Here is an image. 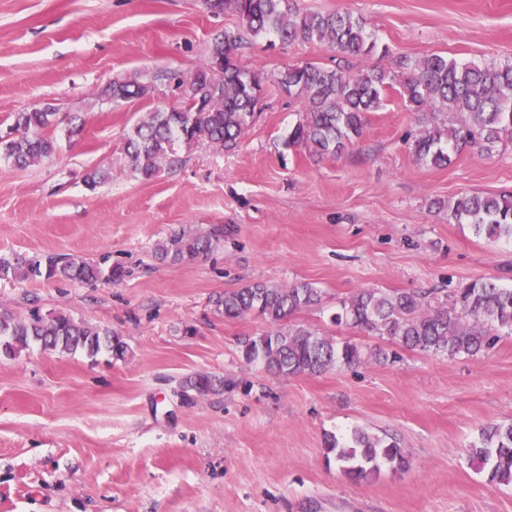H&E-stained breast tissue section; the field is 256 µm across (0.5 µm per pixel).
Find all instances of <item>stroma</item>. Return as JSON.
Instances as JSON below:
<instances>
[{
  "mask_svg": "<svg viewBox=\"0 0 512 512\" xmlns=\"http://www.w3.org/2000/svg\"><path fill=\"white\" fill-rule=\"evenodd\" d=\"M297 4L363 17L390 49L386 67L433 53L512 59V0ZM236 24L204 0H0V123L45 104L86 120L80 136L58 131L44 164L0 163V258L65 254L126 270L114 283L0 280V311L62 313L128 346L121 360L37 345L0 354V512H512V488L487 484L467 453L484 424L512 421V336L480 357L403 349L394 362L281 378L239 356L238 338L266 321L208 304L253 282H310L323 302L291 324L375 346L380 337L332 323L339 299L379 288L450 300L488 277L512 287V245L449 223L441 207L512 192V143L429 167L411 151L428 118L394 96L341 156L313 159L288 144L299 102L270 82L235 151L179 143L174 167L141 179L124 135L178 101L163 85L118 106L99 90L137 73L192 74ZM238 60L268 75L347 65L323 44L252 36ZM100 167L111 178L88 190L84 174ZM217 224L224 237L207 255L156 258L173 231ZM195 374L223 377V394L182 399ZM356 427L396 438L410 468L347 480L324 437Z\"/></svg>",
  "mask_w": 512,
  "mask_h": 512,
  "instance_id": "1",
  "label": "stroma"
}]
</instances>
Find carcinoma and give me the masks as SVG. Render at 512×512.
<instances>
[{"label":"carcinoma","mask_w":512,"mask_h":512,"mask_svg":"<svg viewBox=\"0 0 512 512\" xmlns=\"http://www.w3.org/2000/svg\"><path fill=\"white\" fill-rule=\"evenodd\" d=\"M222 9L234 12L235 29H226L211 42L206 62L186 78L191 82L192 107L149 112L125 135V154L133 171L143 180L153 179L172 157L176 142L207 143L231 152L260 111L263 73L241 66L237 51L241 31L272 36L287 47L316 42L342 57L368 58L388 47L378 40L365 20L350 12H305L294 0H220ZM176 71H160L149 80L139 76L115 79L99 97L116 105L147 96L155 83H182ZM277 86L288 90L301 104L299 118L288 135V145L313 158L342 154L363 133L368 114L382 108L388 92L396 91L410 112H448L449 121L424 127L412 142L417 160L437 168L449 166L453 157L468 149L489 153L512 137V61L485 64L460 63L440 54L419 59L401 57L392 68L367 65L357 71L329 68L316 63L289 65L273 74ZM11 124L0 133V160L18 168L37 166L57 150L55 131L67 123L68 134L82 131L78 115L59 116L46 105L8 115ZM111 177L108 168H96L83 177L94 190ZM448 222L467 224L492 243H512V193H464L448 200ZM224 237V228L206 234L174 233L159 245V259L171 263L191 261L210 251ZM47 279L94 282L118 281L125 270L119 265L101 267L85 260L48 256L12 264L0 259V280ZM322 303L321 291L309 282L277 285L248 284L209 298L212 311L226 319L250 314L261 316L269 329L238 339L240 356L279 377L317 375L332 368H351L384 362L389 353L368 346L324 336L307 327L288 324L295 312ZM336 325L375 334L408 350L440 352L450 357H478L503 336H512V288L486 278L458 289L448 303L430 302L416 293L363 289L340 301L332 317ZM38 343L62 353L78 351L94 357L108 353L120 360L127 345L112 331L91 327L58 315L47 319L38 309L18 318L0 313V351L14 355ZM224 380L198 374L183 381L182 395H218ZM326 454L353 482L368 481L382 469L403 471L410 460L397 439L355 428L325 438ZM471 465L492 485L512 486V422H490L468 448Z\"/></svg>","instance_id":"cac0c4a2"}]
</instances>
